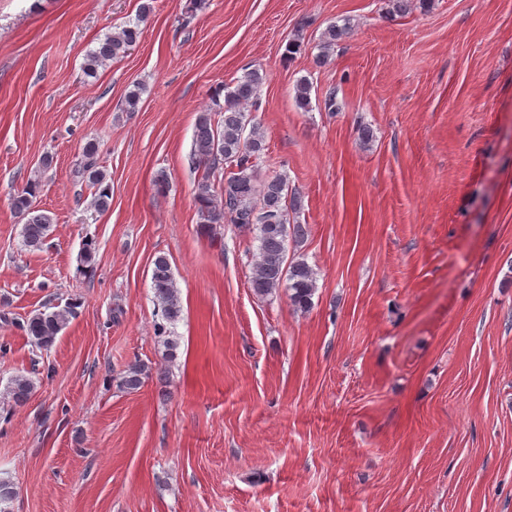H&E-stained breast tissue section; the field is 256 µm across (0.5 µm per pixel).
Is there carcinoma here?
Listing matches in <instances>:
<instances>
[{
  "label": "carcinoma",
  "instance_id": "obj_1",
  "mask_svg": "<svg viewBox=\"0 0 512 512\" xmlns=\"http://www.w3.org/2000/svg\"><path fill=\"white\" fill-rule=\"evenodd\" d=\"M152 11L151 0L142 3L136 21L129 22L105 37L87 54L84 68L93 75L108 62L125 56L142 34L141 23ZM353 29L351 19L329 25L322 33L317 62L328 60L336 44ZM264 76L257 69L244 73L222 89L223 96H215L214 106L199 112L191 146V163L202 171L198 178L194 201L201 230L217 235V225L231 224L242 233H253L258 241L257 256L252 268L250 287L259 297H268L280 289L288 292L293 310L308 312L316 292V275L303 259L285 264L288 236L302 238L306 228L290 224L289 212L301 207V196L289 189L288 179L282 175L262 176L266 162L265 135L261 126L244 111L257 99ZM312 83L301 78L296 83L295 102L306 110L311 103ZM79 174L91 190L89 208L104 213L111 206L112 192L107 176L98 163V146L87 143L82 151ZM40 180L29 181L11 196L13 211L25 218L23 243L30 250L42 248L49 236L53 218L36 209L35 199ZM151 288L154 301L166 324H176L182 314L181 299L168 258L158 255L151 270ZM75 315L74 306L60 308L50 302L30 317L25 330L34 346L47 350ZM147 367L133 364L120 379V387L128 391L139 389ZM35 390L33 380L24 375L13 377L5 394L16 405H24ZM16 496L13 483L0 479V512H9Z\"/></svg>",
  "mask_w": 512,
  "mask_h": 512
}]
</instances>
